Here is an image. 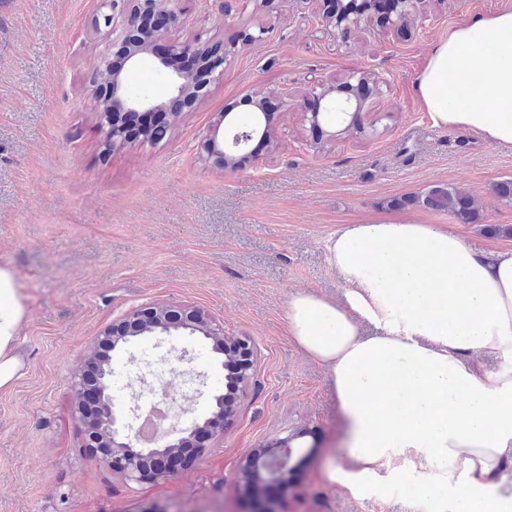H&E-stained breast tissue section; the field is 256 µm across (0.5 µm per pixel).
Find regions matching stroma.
I'll return each mask as SVG.
<instances>
[{
    "instance_id": "35a3bbf8",
    "label": "stroma",
    "mask_w": 512,
    "mask_h": 512,
    "mask_svg": "<svg viewBox=\"0 0 512 512\" xmlns=\"http://www.w3.org/2000/svg\"><path fill=\"white\" fill-rule=\"evenodd\" d=\"M512 0H424L409 33L327 27L322 0H179L166 40L224 50V76L175 113L165 137L107 148L92 80L128 16L97 25L100 0H8L0 7V260L27 297L18 343L27 370L0 391V512H243L255 497L273 512H423L389 470L362 479L329 472L343 450L342 416L326 368L288 333L299 293L340 298L326 243L347 224L409 214L449 224L471 247L512 248V149L433 127L417 90L432 47L467 17ZM265 29L261 41L244 35ZM368 74L372 93L354 125L328 115L322 141L306 119L314 87ZM126 87L171 104L165 72L125 67ZM288 93L265 144L235 169L203 147L222 114L252 121L266 95ZM472 196L467 224L414 204L431 186ZM499 225L494 235L489 225ZM142 305H185L242 337L250 379L217 439L159 481L112 471L88 446L70 377L94 359L105 328ZM193 375L190 427L212 417L208 391L221 355L202 339H135L114 371L144 350ZM289 440L294 471L280 488L250 482L249 456Z\"/></svg>"
}]
</instances>
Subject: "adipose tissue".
Instances as JSON below:
<instances>
[{"label": "adipose tissue", "instance_id": "ef3b65f1", "mask_svg": "<svg viewBox=\"0 0 512 512\" xmlns=\"http://www.w3.org/2000/svg\"><path fill=\"white\" fill-rule=\"evenodd\" d=\"M480 98L460 101L463 79ZM418 91L439 128L512 145V9L449 30ZM341 301L294 297L288 331L331 375L354 476L407 461L409 488L440 512H512V249L477 251L453 229L407 214L350 224L327 242ZM26 297L0 264V390L26 364L18 329ZM374 328L361 332L362 324ZM494 358L496 370L481 359Z\"/></svg>", "mask_w": 512, "mask_h": 512}]
</instances>
